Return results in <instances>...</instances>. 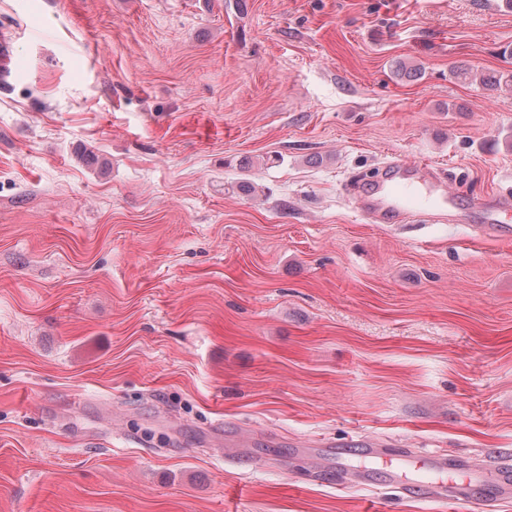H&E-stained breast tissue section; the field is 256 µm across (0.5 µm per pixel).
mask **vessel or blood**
I'll return each instance as SVG.
<instances>
[{
  "mask_svg": "<svg viewBox=\"0 0 512 512\" xmlns=\"http://www.w3.org/2000/svg\"><path fill=\"white\" fill-rule=\"evenodd\" d=\"M432 168L425 163H410L401 158L388 161L378 178L368 184L359 207L377 224L402 223L419 212L455 209L459 198L432 180ZM512 209V200L490 198L479 228L480 233L502 232L500 219ZM361 455L381 464L389 485L416 492L435 500L467 499L491 508L512 498V448L503 449L496 457L486 460L480 469H457L446 459L428 452L417 455L387 450L374 442L353 450L336 451V474L339 482H367L369 467L355 465L351 456Z\"/></svg>",
  "mask_w": 512,
  "mask_h": 512,
  "instance_id": "obj_1",
  "label": "vessel or blood"
}]
</instances>
